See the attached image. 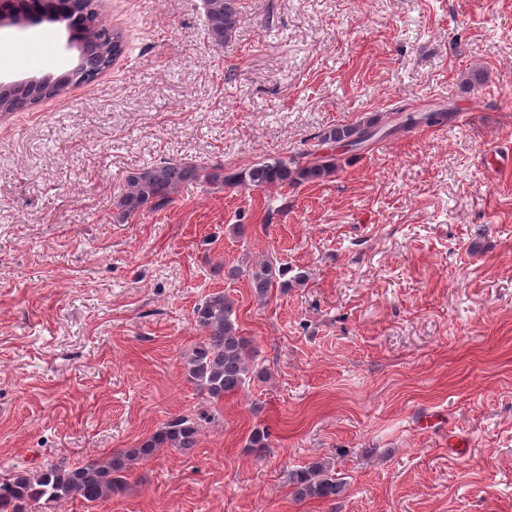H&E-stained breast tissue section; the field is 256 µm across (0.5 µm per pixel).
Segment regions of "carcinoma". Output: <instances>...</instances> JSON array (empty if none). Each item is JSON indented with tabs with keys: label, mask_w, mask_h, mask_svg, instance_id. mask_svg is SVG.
Returning a JSON list of instances; mask_svg holds the SVG:
<instances>
[{
	"label": "carcinoma",
	"mask_w": 512,
	"mask_h": 512,
	"mask_svg": "<svg viewBox=\"0 0 512 512\" xmlns=\"http://www.w3.org/2000/svg\"><path fill=\"white\" fill-rule=\"evenodd\" d=\"M53 0H20L11 23L20 24L26 14L37 5H48ZM68 3L66 19H76L78 37L75 45L84 56L82 66L59 77H51L52 84L33 93L16 86L0 87V112L27 109L43 98H49L71 84H86L96 80L112 66L123 52V38L118 32L103 28L97 17L95 0H65ZM211 45L222 47L232 40L241 24L239 0H203ZM453 108L436 112L409 111L401 115L396 130L410 131L418 126H441L452 118ZM381 132L371 121L329 127L315 136L321 145L338 144L352 150L368 146ZM224 167L208 169L184 161L169 159L130 173L124 192L116 202L118 218L124 220L149 207L168 206L177 190L192 183L220 189L226 185L248 189L300 184L325 178L336 171V157L332 154L314 157L301 153L289 160L267 157L231 175L222 174ZM288 269L276 267L267 261L248 271L254 296L264 301L275 287H283ZM194 322L202 333L186 355L184 369L187 381L209 402L218 404L224 396L238 391L253 374L256 351L243 336L236 322L234 303L222 292L206 298L194 310ZM208 415L200 413L172 416L146 440L133 448H123L101 462L88 461L70 466L65 461L19 470L0 482V512H32L42 501L62 499L80 500L84 504L98 503L112 492L126 486V479L134 466L152 456L158 448L188 450L195 447L201 421ZM247 447L257 457L267 452L268 433L254 429ZM293 500H331L342 498L348 490L347 482L336 476L330 464L314 460L300 470L287 474Z\"/></svg>",
	"instance_id": "1"
}]
</instances>
